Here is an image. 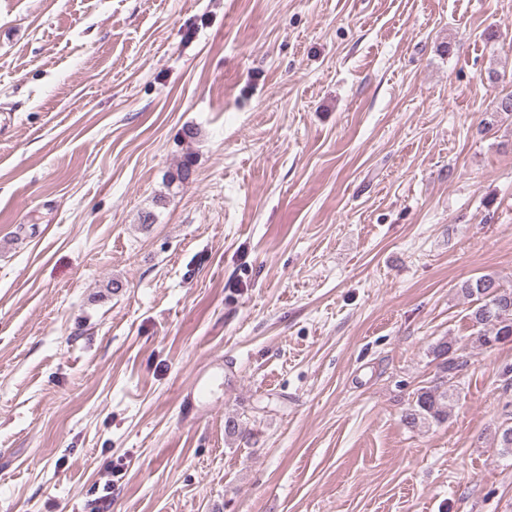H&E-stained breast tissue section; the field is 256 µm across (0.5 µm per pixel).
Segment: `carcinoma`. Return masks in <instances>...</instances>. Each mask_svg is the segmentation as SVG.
<instances>
[{
    "instance_id": "1",
    "label": "carcinoma",
    "mask_w": 512,
    "mask_h": 512,
    "mask_svg": "<svg viewBox=\"0 0 512 512\" xmlns=\"http://www.w3.org/2000/svg\"><path fill=\"white\" fill-rule=\"evenodd\" d=\"M461 292L467 298L479 300L471 314L473 325L478 328L477 336L473 339L475 347L486 348L512 341V287L484 275L463 283ZM464 351L465 348L456 345L452 339H442L432 347L433 359L438 361L439 382L417 389L403 415L405 425L414 428L448 419L451 403L457 396L454 380L459 378V372L466 365Z\"/></svg>"
}]
</instances>
